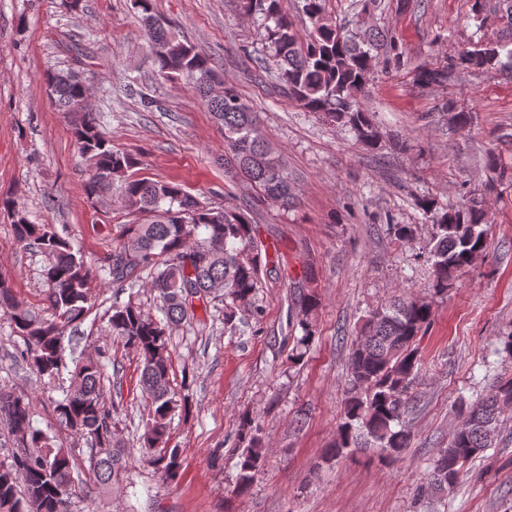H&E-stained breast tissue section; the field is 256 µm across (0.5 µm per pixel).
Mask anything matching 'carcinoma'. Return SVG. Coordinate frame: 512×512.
I'll list each match as a JSON object with an SVG mask.
<instances>
[{
  "instance_id": "1",
  "label": "carcinoma",
  "mask_w": 512,
  "mask_h": 512,
  "mask_svg": "<svg viewBox=\"0 0 512 512\" xmlns=\"http://www.w3.org/2000/svg\"><path fill=\"white\" fill-rule=\"evenodd\" d=\"M151 2L133 0L159 75L169 80L185 78L194 84L224 134L226 169L256 190L260 200L293 205L295 186L283 160L259 132L249 104L228 83L222 92H213L221 79L210 60L180 39L153 12ZM302 2V12L311 23L303 33L288 16L286 0H241V8L263 27L282 92L307 111L349 128L358 143L376 147L379 133L358 96L374 66L375 47H384L388 68H400L404 52L387 32L358 30L330 18L324 0ZM494 13L501 30L497 40L471 44L453 63L420 68L418 82L443 84L454 65L463 69L499 66L512 75V0H495ZM45 83L50 96L74 119L78 148L90 165L84 182L88 202L97 206L116 193L131 220L112 250L91 264L52 225L32 223L13 200L1 198L0 211L11 216L16 241L45 256L48 288L43 307L33 309L23 305L0 279V314L8 317L14 333L23 339L19 361L50 380L68 371L69 385L63 398L55 401L54 413L72 437L90 443L87 462L93 485L87 487L85 497L92 498L120 484L126 472V452L113 431L114 409L101 393L102 359L107 353L100 348L96 355L76 361L70 370L62 343L67 330L80 326L95 306L93 277L103 276L118 288L132 290L142 275H147V286L159 301L163 318L145 314L132 299L114 302L104 313L105 331L140 359L139 386L149 405L140 439L144 447L158 449L149 457V465L174 481L181 475L182 458L179 448L166 447L171 416L178 407L189 410L193 394L186 392L177 401L171 392L170 332L193 323L206 328V323L196 318L193 297L204 309L216 299L224 301L226 324L233 323L241 307L249 308L252 318L260 321L264 311L256 303V293L263 266L262 245L244 211L213 206L176 184L139 174L138 159L112 148L101 132L98 115L87 108V89L77 72H51ZM486 168L492 176L482 192L470 194L462 208L443 211L429 198L417 203L432 227L424 262L429 266L427 288L434 296L447 295L474 258L488 254L491 225L483 195L495 190L505 171L491 152L486 156ZM309 280L305 275L292 282L295 314L288 322L293 333L288 351L292 366L304 362L314 334L307 316L316 307L317 296L307 288ZM432 316L431 302L401 294L360 319L349 357L343 415L327 458L372 448L381 459L393 463L410 447L411 431L404 416L415 398L413 386L420 364L416 340L427 332ZM508 411H512V378L497 381L480 401L462 398L457 402L448 447L439 451L430 467L431 492L454 490L466 465L495 445L500 418ZM0 427L12 441L9 459L0 461V512H71L78 460L33 426L30 403L24 395L0 388ZM236 437V489L245 492L261 466L265 441L256 418L249 414L240 415Z\"/></svg>"
}]
</instances>
